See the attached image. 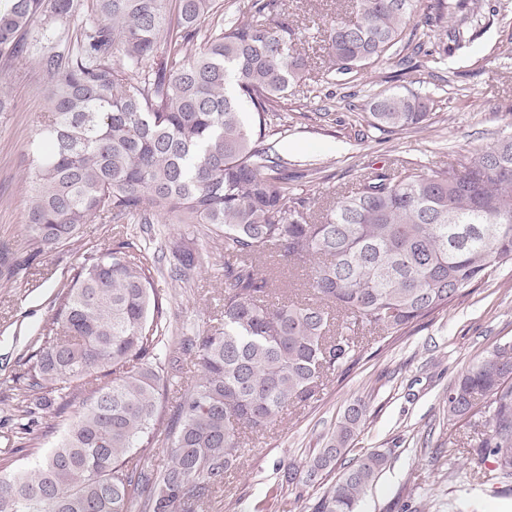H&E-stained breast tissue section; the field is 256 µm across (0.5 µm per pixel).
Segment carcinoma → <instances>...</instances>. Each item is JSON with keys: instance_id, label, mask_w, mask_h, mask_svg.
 I'll use <instances>...</instances> for the list:
<instances>
[{"instance_id": "1", "label": "carcinoma", "mask_w": 512, "mask_h": 512, "mask_svg": "<svg viewBox=\"0 0 512 512\" xmlns=\"http://www.w3.org/2000/svg\"><path fill=\"white\" fill-rule=\"evenodd\" d=\"M347 0L355 20L329 31L331 77L357 76L421 28L446 19L444 0ZM240 20L218 0H178L166 46V0H9L0 9V57L43 44L52 76L48 114L30 146L25 235L33 253L0 279L67 246L96 218L114 224H201L224 244L223 328L189 336L201 367L179 397L168 461L154 444L160 396L176 360L158 357L168 332L154 273L163 257L129 241L93 247L61 290L29 356L24 400L80 409L42 460L0 476V512H201L239 464L241 448L356 363L363 341H385L445 310L489 269L512 263V136L448 166L400 164L365 176L352 195L321 203L288 185V160L269 144L288 136L276 106L307 70L303 28L282 0H253ZM253 106L251 118L239 101ZM431 97L379 94L360 105L371 129L427 126ZM279 256L305 272L307 296L276 300ZM197 259L178 239L168 273ZM448 420L489 409L490 433L473 449L480 478L512 480V345L496 347L448 385ZM368 405L344 411L303 485L313 512H358L393 449L355 452Z\"/></svg>"}]
</instances>
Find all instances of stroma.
Instances as JSON below:
<instances>
[{
    "mask_svg": "<svg viewBox=\"0 0 512 512\" xmlns=\"http://www.w3.org/2000/svg\"><path fill=\"white\" fill-rule=\"evenodd\" d=\"M291 19L309 25L302 46L311 62L288 91L284 106L291 129L276 143L288 158L291 186L310 198L346 193L372 169L396 168L402 160L441 165L512 134V0H447V27L422 37L433 58L401 75L400 54L344 82L324 73L327 52L319 30L346 23L350 14L337 0H286ZM460 33L447 42L446 30ZM51 78L37 50L0 58V93L10 101L0 112V245L24 257L23 232L29 203L25 172L28 145L48 107ZM389 92L432 93L434 123L396 134L369 131L357 139L360 119L353 104ZM180 238L198 258L195 273L177 283L156 273L154 286L165 299L166 342L177 350L183 337L220 325L224 295V249L203 226L135 221L95 223L71 245L37 258L28 273L0 284V474L42 459L61 439L75 416L68 408L56 417L35 411L31 433L19 431V388L27 358L49 322L52 302L74 274L78 257L95 244L128 240L156 252ZM512 344V264L492 269L465 289L447 311L414 323L398 338L370 343L360 360L324 381L318 392L293 409L279 426L241 450L240 465L213 491L203 512H310L316 490L293 496L284 473L305 464L353 401L368 403V419L353 443L357 450L393 449L389 465L363 496L359 512H448L454 499L473 502L476 512H512V489L480 484L470 477L469 450L487 432V408L449 420L448 385L495 346ZM199 375L186 358L160 403L155 444L143 460L160 469L167 455L170 416L181 394ZM15 454H4L6 446Z\"/></svg>",
    "mask_w": 512,
    "mask_h": 512,
    "instance_id": "obj_1",
    "label": "stroma"
}]
</instances>
